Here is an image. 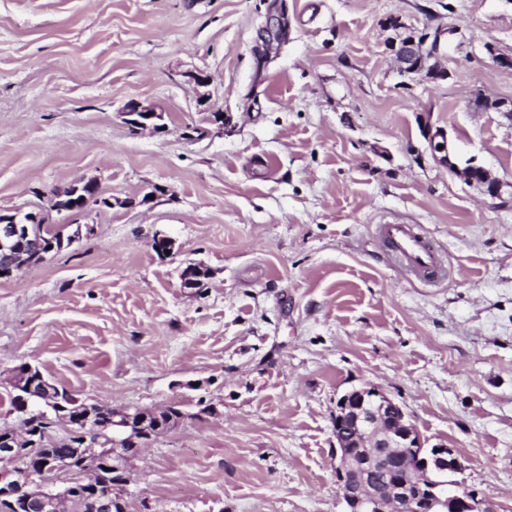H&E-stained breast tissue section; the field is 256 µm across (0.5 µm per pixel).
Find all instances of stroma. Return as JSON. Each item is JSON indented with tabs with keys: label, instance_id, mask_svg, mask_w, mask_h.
<instances>
[{
	"label": "stroma",
	"instance_id": "35a3bbf8",
	"mask_svg": "<svg viewBox=\"0 0 512 512\" xmlns=\"http://www.w3.org/2000/svg\"><path fill=\"white\" fill-rule=\"evenodd\" d=\"M394 16L454 28L448 79L399 76ZM501 56L512 0H0V212L75 237L0 279V428L19 426L26 363L83 400L181 403L131 463V512H343L332 415L370 384L452 450L463 488L512 512ZM132 101L158 129L127 124ZM424 115L501 197L438 163ZM88 180L112 208H52ZM381 224L416 225L448 276L408 274ZM199 262L209 285L186 292Z\"/></svg>",
	"mask_w": 512,
	"mask_h": 512
}]
</instances>
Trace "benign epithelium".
Segmentation results:
<instances>
[{
  "label": "benign epithelium",
  "mask_w": 512,
  "mask_h": 512,
  "mask_svg": "<svg viewBox=\"0 0 512 512\" xmlns=\"http://www.w3.org/2000/svg\"><path fill=\"white\" fill-rule=\"evenodd\" d=\"M387 26L396 30L388 41V49L398 65L401 76L431 82L445 80L448 71L442 59L448 52V37L455 33L440 26L433 33L419 34L405 26L397 17ZM128 123L145 129L148 121L159 117L151 108L131 102L126 106ZM421 131L433 155L452 173L480 186L484 193L496 197L500 183L474 160L459 167L448 141L441 140L444 130L429 122ZM29 220L18 210L0 220V271L16 270L19 247L29 238ZM38 407L45 417L57 415L69 426V432L82 437V447L99 452L105 429L94 424L90 415L69 418L65 412L74 401L61 397L42 384ZM161 424L160 412L127 408L112 413V443L118 444L131 426L141 429L149 422ZM336 437V478L342 489L345 512H501L490 499H479L462 490L453 479L460 468L458 459L447 446H427L404 407L373 385L354 388L336 402L333 415ZM14 444L0 448V497H20L24 506L36 512H61L62 505L76 495L87 497L89 512H112V493L96 485L92 472L66 467L45 469L37 476L29 466L35 458V445L30 437L12 433ZM401 448L410 464L404 468L406 479L392 477L388 471L386 449Z\"/></svg>",
  "instance_id": "benign-epithelium-1"
}]
</instances>
